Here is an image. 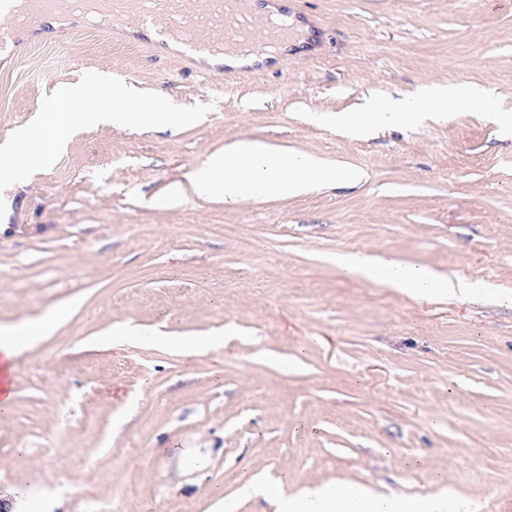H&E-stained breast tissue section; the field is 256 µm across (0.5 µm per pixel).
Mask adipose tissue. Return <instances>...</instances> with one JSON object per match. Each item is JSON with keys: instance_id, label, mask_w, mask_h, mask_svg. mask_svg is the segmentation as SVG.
Returning <instances> with one entry per match:
<instances>
[{"instance_id": "adipose-tissue-1", "label": "adipose tissue", "mask_w": 512, "mask_h": 512, "mask_svg": "<svg viewBox=\"0 0 512 512\" xmlns=\"http://www.w3.org/2000/svg\"><path fill=\"white\" fill-rule=\"evenodd\" d=\"M111 96V103H104L101 88L93 81L78 90H60L37 126L18 130L0 142V182H20L35 168L48 165L54 156V145L77 126L112 122L175 128L193 119L188 112L166 111L158 101L148 105L139 103L133 90L122 84L113 86ZM463 96L480 104L490 101L488 91L480 89L468 90ZM463 96L452 89L429 87L409 98L383 103L378 111L384 127L388 128L411 121L429 108L447 111ZM357 178L355 171L326 165L311 154L277 151L258 140H239L224 151L208 156L183 181L173 183L168 198L175 201L189 195L217 196L237 203L272 191L296 195L316 185L334 186ZM337 263L346 275L382 283L416 299L436 291L468 295L473 289L469 283L443 282L432 270L412 266L399 256L371 259L345 254L338 257ZM68 314V309L59 308L19 324L0 327V371L6 376L4 386L0 387L1 413L14 403L11 376L18 360ZM279 509L280 512H461V504L452 492L430 499L405 500L384 497L365 485L319 484L281 494Z\"/></svg>"}]
</instances>
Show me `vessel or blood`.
I'll use <instances>...</instances> for the list:
<instances>
[{
    "mask_svg": "<svg viewBox=\"0 0 512 512\" xmlns=\"http://www.w3.org/2000/svg\"><path fill=\"white\" fill-rule=\"evenodd\" d=\"M87 15L112 27L130 18L142 28L162 27L188 55L200 50L227 54L274 49L292 34L286 20L253 13L247 0H13L0 18V47L23 36H38L46 18Z\"/></svg>",
    "mask_w": 512,
    "mask_h": 512,
    "instance_id": "obj_1",
    "label": "vessel or blood"
}]
</instances>
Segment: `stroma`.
<instances>
[{"mask_svg": "<svg viewBox=\"0 0 512 512\" xmlns=\"http://www.w3.org/2000/svg\"><path fill=\"white\" fill-rule=\"evenodd\" d=\"M303 47L200 76L156 42L90 24L0 58V141L64 87L106 77L196 123L74 128L0 204V324L66 307L19 360L0 415V499L49 512H276L350 482L450 487L512 512V129L470 102L355 138L340 114L421 87L487 88L512 110L501 0H286ZM265 142L362 171L349 187L231 204L157 199L212 153ZM396 254L471 296L415 299L336 265ZM132 324V342L98 338ZM223 333L193 357L149 331Z\"/></svg>", "mask_w": 512, "mask_h": 512, "instance_id": "35a3bbf8", "label": "stroma"}]
</instances>
